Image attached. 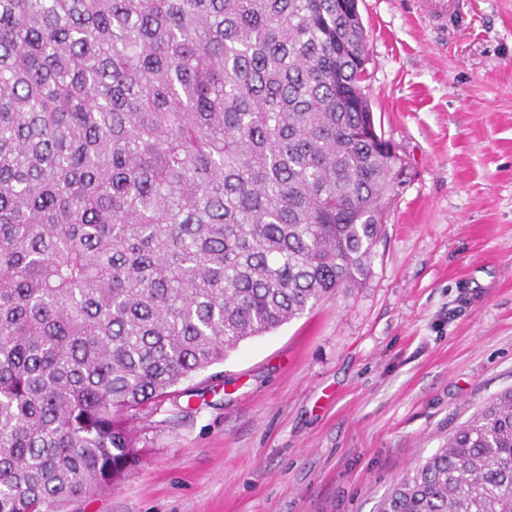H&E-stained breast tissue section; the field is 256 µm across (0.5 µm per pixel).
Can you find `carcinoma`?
Returning a JSON list of instances; mask_svg holds the SVG:
<instances>
[{"mask_svg":"<svg viewBox=\"0 0 512 512\" xmlns=\"http://www.w3.org/2000/svg\"><path fill=\"white\" fill-rule=\"evenodd\" d=\"M355 0H0V512H64L131 424L362 287L392 187ZM379 512H512V388Z\"/></svg>","mask_w":512,"mask_h":512,"instance_id":"obj_1","label":"carcinoma"}]
</instances>
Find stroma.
I'll return each instance as SVG.
<instances>
[{
  "mask_svg": "<svg viewBox=\"0 0 512 512\" xmlns=\"http://www.w3.org/2000/svg\"><path fill=\"white\" fill-rule=\"evenodd\" d=\"M366 93L406 171L365 285L243 341L205 396L133 429L141 461L67 512H378L512 387V0L434 27L359 0Z\"/></svg>",
  "mask_w": 512,
  "mask_h": 512,
  "instance_id": "obj_1",
  "label": "stroma"
}]
</instances>
